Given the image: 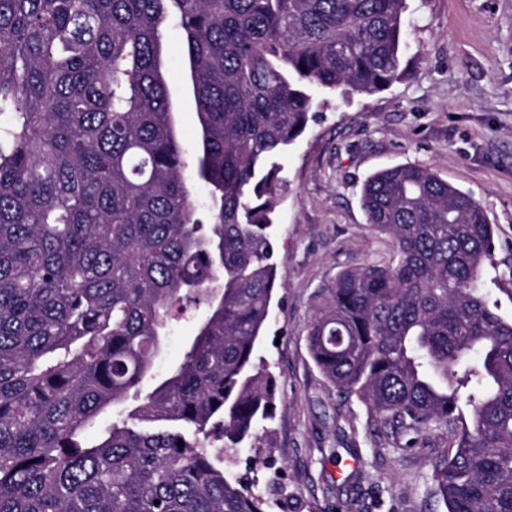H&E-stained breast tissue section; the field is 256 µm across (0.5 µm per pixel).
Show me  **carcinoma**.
Returning a JSON list of instances; mask_svg holds the SVG:
<instances>
[{"instance_id": "carcinoma-1", "label": "carcinoma", "mask_w": 512, "mask_h": 512, "mask_svg": "<svg viewBox=\"0 0 512 512\" xmlns=\"http://www.w3.org/2000/svg\"><path fill=\"white\" fill-rule=\"evenodd\" d=\"M405 10L0 0V512H265L220 457L274 410L257 351L276 289L275 159L315 116L314 92L400 79ZM172 23L191 161L164 72ZM361 204L397 261L321 291L311 357L395 448L445 434L431 480L447 512H512V320L482 288L492 224L415 164L369 176ZM201 303L182 361L156 374L175 313ZM166 53L164 69L172 98L178 103V123L181 140L188 155L193 153L197 136V117L192 98L184 94L187 78L186 61L183 54L182 31L172 25L164 30Z\"/></svg>"}]
</instances>
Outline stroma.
<instances>
[{
  "label": "stroma",
  "mask_w": 512,
  "mask_h": 512,
  "mask_svg": "<svg viewBox=\"0 0 512 512\" xmlns=\"http://www.w3.org/2000/svg\"><path fill=\"white\" fill-rule=\"evenodd\" d=\"M403 22V77L372 95H326L279 160V288L258 351L276 378V409L258 440L222 460L264 494L265 512H445L430 479L445 438L407 452L380 446L367 406L338 395L307 346L320 289L341 270L394 257L361 206L369 175L422 165L481 204L495 230L484 288L512 319V0H407ZM164 42L190 152L197 117L181 30L167 27Z\"/></svg>",
  "instance_id": "stroma-1"
}]
</instances>
